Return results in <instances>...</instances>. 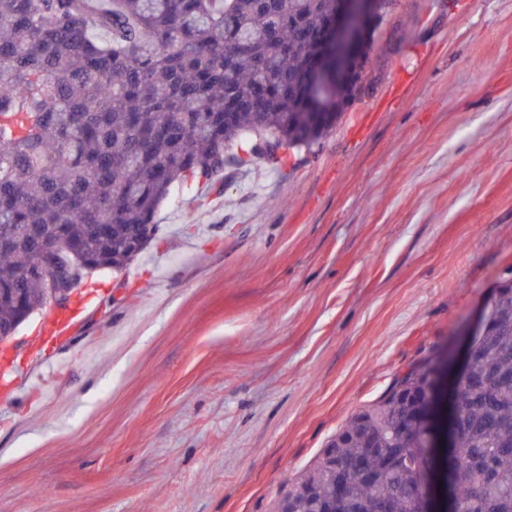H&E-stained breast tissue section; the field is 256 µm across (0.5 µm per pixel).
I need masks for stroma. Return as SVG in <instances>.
<instances>
[{"label":"stroma","instance_id":"stroma-1","mask_svg":"<svg viewBox=\"0 0 512 512\" xmlns=\"http://www.w3.org/2000/svg\"><path fill=\"white\" fill-rule=\"evenodd\" d=\"M369 56L312 148L177 186L68 340L19 327L0 512H272L409 364L462 350L512 275V0H395Z\"/></svg>","mask_w":512,"mask_h":512}]
</instances>
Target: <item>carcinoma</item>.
I'll list each match as a JSON object with an SVG mask.
<instances>
[{
  "mask_svg": "<svg viewBox=\"0 0 512 512\" xmlns=\"http://www.w3.org/2000/svg\"><path fill=\"white\" fill-rule=\"evenodd\" d=\"M336 0H0V327L48 302L43 257L122 271L173 187L309 149L355 90L301 89ZM230 113L224 117V113ZM454 447L425 460L438 358L409 368L288 484L274 512H418L426 477L464 512H512V281L486 305Z\"/></svg>",
  "mask_w": 512,
  "mask_h": 512,
  "instance_id": "obj_1",
  "label": "carcinoma"
}]
</instances>
